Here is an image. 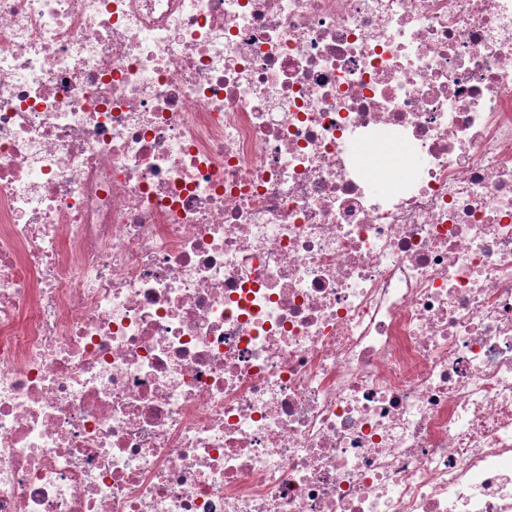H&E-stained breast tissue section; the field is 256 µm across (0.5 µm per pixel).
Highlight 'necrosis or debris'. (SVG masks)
<instances>
[{
	"instance_id": "4bbe7bcc",
	"label": "necrosis or debris",
	"mask_w": 512,
	"mask_h": 512,
	"mask_svg": "<svg viewBox=\"0 0 512 512\" xmlns=\"http://www.w3.org/2000/svg\"><path fill=\"white\" fill-rule=\"evenodd\" d=\"M0 512H512V0H0Z\"/></svg>"
}]
</instances>
